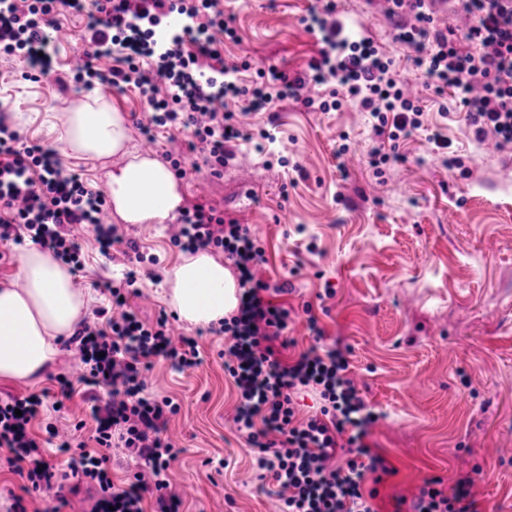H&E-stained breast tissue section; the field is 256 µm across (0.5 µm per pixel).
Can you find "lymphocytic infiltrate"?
Here are the masks:
<instances>
[{"mask_svg": "<svg viewBox=\"0 0 512 512\" xmlns=\"http://www.w3.org/2000/svg\"><path fill=\"white\" fill-rule=\"evenodd\" d=\"M386 2L394 40L413 51L436 91L449 89L459 98L474 140L491 137L499 148L512 146V0H448L442 26L434 19L437 0ZM90 7L104 18L88 26L91 61L73 70V82L139 90L147 98L149 126L189 129V151L212 174H220L233 156L231 144L243 137L233 113L224 109L229 100L246 113L276 100H299L315 112L355 102L375 120L378 166L391 159L383 144L422 125L423 111L392 59L372 37L329 21L333 0L312 6L305 17L321 48L292 75L272 68L257 80L240 78V65L226 60L221 47L222 38L235 35L222 0H0V54L22 59L39 75L51 74L60 17ZM103 58L113 59V66H100ZM312 84L325 86V94L306 95ZM105 204L104 192L83 183L57 151L22 145L18 131L0 118L1 242L27 239L79 265L81 245L72 226H88L105 255L124 241L114 225L102 222ZM171 240L189 252L221 251L238 273V308L214 333L224 339V374L237 393L235 429L256 454L280 512H376L377 491L365 483L368 475L390 468L365 442L377 415L349 376V348L326 343L311 315V345L282 358L276 343L286 335L293 310L275 300L285 286L258 277L265 251L249 225L196 204L181 212ZM137 280L136 272H127L124 283L109 289L111 315L100 322L83 319L72 337L83 365L81 382L108 389L106 396H88L95 449L59 440L50 422L43 433L34 430L46 409L60 411L71 399L74 385L67 377H58L60 398L49 408L35 394L0 398V449L7 450L26 492L53 489L57 474L45 447L55 443L73 452V478L97 486L93 512H176L168 476L176 450L163 433L179 406L171 397L146 395L143 373L158 359L185 370L200 365L202 357L196 337L172 340L167 315L152 325L140 320L130 304ZM309 392L321 406L303 417L297 398ZM117 442L141 465L121 484L110 470ZM469 485L461 479L448 492L440 479L425 480L409 512H474Z\"/></svg>", "mask_w": 512, "mask_h": 512, "instance_id": "f902f5d3", "label": "lymphocytic infiltrate"}]
</instances>
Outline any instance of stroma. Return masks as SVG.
<instances>
[{"mask_svg":"<svg viewBox=\"0 0 512 512\" xmlns=\"http://www.w3.org/2000/svg\"><path fill=\"white\" fill-rule=\"evenodd\" d=\"M314 3L224 0L238 36L225 42V56L254 72L300 70L320 49L302 23ZM336 9L388 51L423 109L424 127L400 141L398 161L374 171L373 120L358 107L311 112L286 101L243 116L249 138L234 151L249 156V168L232 160L215 176L201 157L187 155L183 203H204L250 225L265 250L262 277L273 286L291 283L287 302L310 304L326 336L350 345L351 374L379 416L366 442L395 469L377 486L380 512H397L399 499L435 476L448 490L470 478L477 512H512V148L470 138L452 94H436L410 50L393 42L382 0H336ZM89 21L85 13L60 19L52 76L25 79L21 60L0 56V105L22 144H48L52 113L91 94L145 118L138 90L61 89L58 79L82 49ZM264 130L275 143L261 138ZM435 130L447 134V154L462 158L468 175L433 152ZM119 230L145 256L131 303L154 324L170 310L166 274L181 251L167 225ZM127 266L121 249L108 258L85 240L74 283L88 295V310L108 307L106 287ZM199 344L198 367L181 372L160 359L146 374L149 394L180 406L167 426L179 450L170 468L178 512H277L253 454L233 432L236 396L219 357L224 339L206 334ZM78 366L73 344H65L40 381H0V396L57 393V377L74 376ZM214 461L224 464L217 479Z\"/></svg>","mask_w":512,"mask_h":512,"instance_id":"1","label":"stroma"}]
</instances>
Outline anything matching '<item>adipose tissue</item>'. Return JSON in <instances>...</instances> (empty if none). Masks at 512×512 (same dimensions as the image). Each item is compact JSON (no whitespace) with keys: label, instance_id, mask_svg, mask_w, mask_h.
Wrapping results in <instances>:
<instances>
[{"label":"adipose tissue","instance_id":"obj_1","mask_svg":"<svg viewBox=\"0 0 512 512\" xmlns=\"http://www.w3.org/2000/svg\"><path fill=\"white\" fill-rule=\"evenodd\" d=\"M63 154L120 163L106 174L112 217L122 224H162L183 202L181 184L158 158L130 146L125 113L103 97H90L53 115ZM168 302L193 327L219 322L238 305L231 271L207 251L180 257L166 276ZM87 298L73 286L69 267L46 249L17 256L14 281L0 284V381L39 380L58 361L60 346L81 321Z\"/></svg>","mask_w":512,"mask_h":512}]
</instances>
